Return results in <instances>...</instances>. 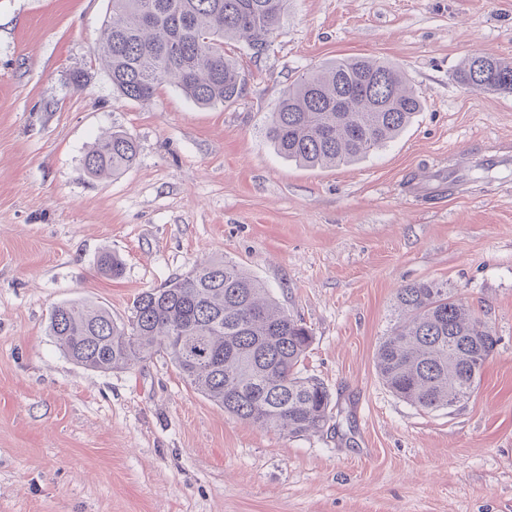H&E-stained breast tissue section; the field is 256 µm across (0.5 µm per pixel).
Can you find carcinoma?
<instances>
[{"label":"carcinoma","mask_w":512,"mask_h":512,"mask_svg":"<svg viewBox=\"0 0 512 512\" xmlns=\"http://www.w3.org/2000/svg\"><path fill=\"white\" fill-rule=\"evenodd\" d=\"M97 55L124 99L147 101L169 83L202 107L236 102L246 75L224 51L228 40L261 56L288 16L289 0H110ZM468 90L512 94V60L473 55L456 72ZM422 110L396 66L338 58L303 73L271 112L266 137L282 157L307 167H339L385 147ZM138 155L123 130L100 135L84 156L94 177H113ZM99 269L117 279L110 253ZM397 317L376 348L381 382L422 410L469 398L498 339L444 284L417 281L396 294ZM49 333L62 353L91 370L130 369L166 353L194 390L239 421L289 437L324 430L333 400L299 365L313 336L255 276L226 260L196 266L142 291L122 322L94 302L53 307Z\"/></svg>","instance_id":"obj_1"}]
</instances>
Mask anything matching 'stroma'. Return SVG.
Masks as SVG:
<instances>
[{"instance_id":"stroma-1","label":"stroma","mask_w":512,"mask_h":512,"mask_svg":"<svg viewBox=\"0 0 512 512\" xmlns=\"http://www.w3.org/2000/svg\"><path fill=\"white\" fill-rule=\"evenodd\" d=\"M109 0H0V512H512V95L457 83L472 54L512 58V0H290L243 96L200 108L173 85L119 97L95 54ZM363 56L424 103L368 158L308 168L265 136L299 75ZM88 76L73 84L76 72ZM120 128L123 174L83 165ZM423 168L452 199L406 191ZM124 264L109 278L98 259ZM217 258L262 280L313 332L303 362L335 402L323 432L240 422L165 353L97 372L49 334L53 307L117 320L139 293ZM457 292L499 338L471 396L417 409L374 353L413 281ZM138 155L136 140L123 130L100 135L84 156V167L94 177H113L128 169Z\"/></svg>"}]
</instances>
